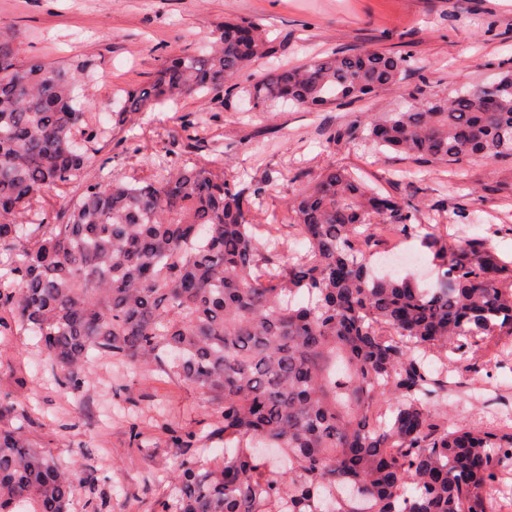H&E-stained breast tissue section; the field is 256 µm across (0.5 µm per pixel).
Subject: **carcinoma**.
I'll return each mask as SVG.
<instances>
[{
    "mask_svg": "<svg viewBox=\"0 0 512 512\" xmlns=\"http://www.w3.org/2000/svg\"><path fill=\"white\" fill-rule=\"evenodd\" d=\"M273 52L260 25L226 17L203 48L170 57L146 87L113 93L103 127L77 88L96 63L21 57L0 27V335L28 333L60 389L94 358L134 379L157 371L216 405L186 449L158 512H489L512 468V429L448 423V367L512 337V259L483 238L456 243L409 203L329 164L287 203L306 249L255 224L262 187L224 165L167 150L151 178H91L95 154L168 102L239 96L254 107L362 101L399 87L407 56H314L241 77ZM419 166L512 163V70L445 100L416 98L335 132ZM74 191L53 220L43 194ZM418 240L437 282L377 272L385 244ZM0 426V512H70L76 488L28 417ZM224 440L211 464L203 442ZM274 449L277 461L263 452Z\"/></svg>",
    "mask_w": 512,
    "mask_h": 512,
    "instance_id": "obj_1",
    "label": "carcinoma"
}]
</instances>
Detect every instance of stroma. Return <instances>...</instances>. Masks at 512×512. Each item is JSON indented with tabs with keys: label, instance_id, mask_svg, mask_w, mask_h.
<instances>
[{
	"label": "stroma",
	"instance_id": "stroma-1",
	"mask_svg": "<svg viewBox=\"0 0 512 512\" xmlns=\"http://www.w3.org/2000/svg\"><path fill=\"white\" fill-rule=\"evenodd\" d=\"M228 15L248 17L268 31L274 53L251 67L257 77L315 55L371 48L411 56L427 66L429 81L412 78L359 102L271 112L241 98L213 104L186 97L176 108L146 113L124 138L112 141L91 165L92 175L127 181L151 174L167 138L186 139L183 118L200 114L206 120L201 136L217 148L213 161L241 180L265 184L255 223H287L289 198L333 163L417 204L423 223L447 225L450 237H486L499 253L512 254V163L476 161L460 171L420 167L329 138L366 113L402 108L416 92L443 100L454 89L512 69V0H0V24L19 32L23 57L94 58V80L83 94L101 119L110 112L115 89L147 84L163 59L203 47ZM126 383L135 399L129 407L119 394ZM0 395L28 410L33 439L69 466L78 487L71 512H93L102 502L108 512H156L158 501L173 493L169 476L181 451L158 425L145 439L132 440L133 416L169 411L180 430L196 431L215 415L214 403L194 388L130 383L104 361L88 372L83 389L61 393L43 369L33 336H0ZM509 414L512 339L505 338L493 364L449 399L448 417L492 420Z\"/></svg>",
	"mask_w": 512,
	"mask_h": 512
}]
</instances>
